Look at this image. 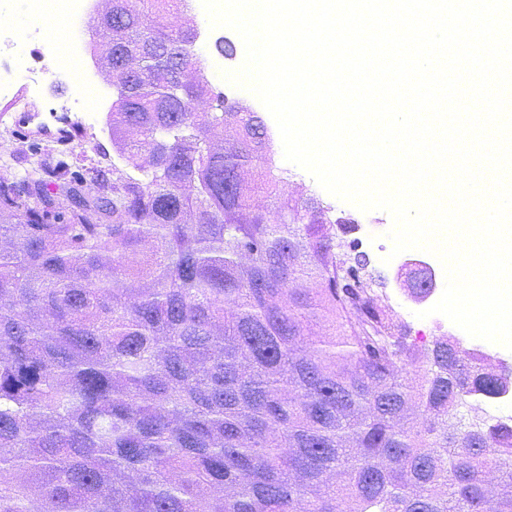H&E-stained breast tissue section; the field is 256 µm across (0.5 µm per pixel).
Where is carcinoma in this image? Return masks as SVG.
<instances>
[{
	"mask_svg": "<svg viewBox=\"0 0 512 512\" xmlns=\"http://www.w3.org/2000/svg\"><path fill=\"white\" fill-rule=\"evenodd\" d=\"M115 2L124 47L155 59L112 69L139 176L96 194L102 171L60 161L0 182V512H486L488 467L512 512V423L471 415L508 393L484 352H415L323 207L277 198L270 167L245 179L255 113L193 112L209 89L172 0ZM319 316L337 333L316 342Z\"/></svg>",
	"mask_w": 512,
	"mask_h": 512,
	"instance_id": "1",
	"label": "carcinoma"
}]
</instances>
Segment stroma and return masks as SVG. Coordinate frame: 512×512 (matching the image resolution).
Masks as SVG:
<instances>
[{
  "instance_id": "1",
  "label": "stroma",
  "mask_w": 512,
  "mask_h": 512,
  "mask_svg": "<svg viewBox=\"0 0 512 512\" xmlns=\"http://www.w3.org/2000/svg\"><path fill=\"white\" fill-rule=\"evenodd\" d=\"M220 33L232 40L236 47V57L225 62L223 71L207 73L206 78L214 93L196 101V112L212 111L216 94L222 93L244 103L249 111L257 113L265 126L280 176L278 195L288 199H316L330 208L333 216L341 218L347 224V231L337 232L333 242L337 257L347 260L358 254L365 255L366 278L372 280L373 289L382 298L386 310L401 315L417 349L427 348L437 337L443 335L461 337L462 345L467 349L483 347V339L464 335L461 328L443 315L430 314V302H414L397 285V263L387 260L384 253L385 247L391 244L388 233L393 226V219L387 211L376 209L364 212L342 202L325 191L306 170L285 160L281 137L272 115L261 102L252 100L246 89L235 87L224 79V71H234L243 65L246 50L241 37L233 29L224 27ZM116 96L115 88H108L106 100L102 108L98 109L95 120L87 122L80 141L68 145L35 136L19 121L7 128L0 126V182L14 180L24 171L49 166L60 159L74 171L81 170L83 165L91 162L101 165L103 170H111L118 153L112 146L107 115L112 110Z\"/></svg>"
}]
</instances>
